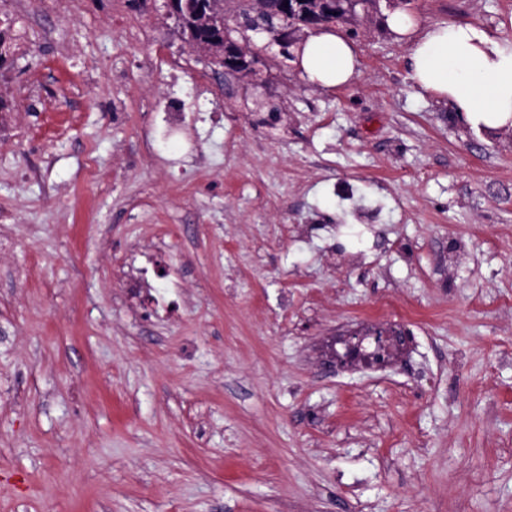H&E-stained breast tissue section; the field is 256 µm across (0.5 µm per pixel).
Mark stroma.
Wrapping results in <instances>:
<instances>
[{"label": "stroma", "instance_id": "obj_1", "mask_svg": "<svg viewBox=\"0 0 512 512\" xmlns=\"http://www.w3.org/2000/svg\"><path fill=\"white\" fill-rule=\"evenodd\" d=\"M388 12L348 86L257 88L163 0H0V512H512V131ZM408 12L512 40V0ZM366 321L409 358L323 367Z\"/></svg>", "mask_w": 512, "mask_h": 512}]
</instances>
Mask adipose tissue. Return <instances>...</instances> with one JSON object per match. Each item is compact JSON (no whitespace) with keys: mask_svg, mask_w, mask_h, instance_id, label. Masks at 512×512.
<instances>
[{"mask_svg":"<svg viewBox=\"0 0 512 512\" xmlns=\"http://www.w3.org/2000/svg\"><path fill=\"white\" fill-rule=\"evenodd\" d=\"M386 22L408 39L414 87L447 103L472 129L494 134L512 128V40L474 23L435 22L419 29L399 11ZM295 54L309 84L335 89L358 75L357 51L337 30L311 34Z\"/></svg>","mask_w":512,"mask_h":512,"instance_id":"ef3b65f1","label":"adipose tissue"}]
</instances>
